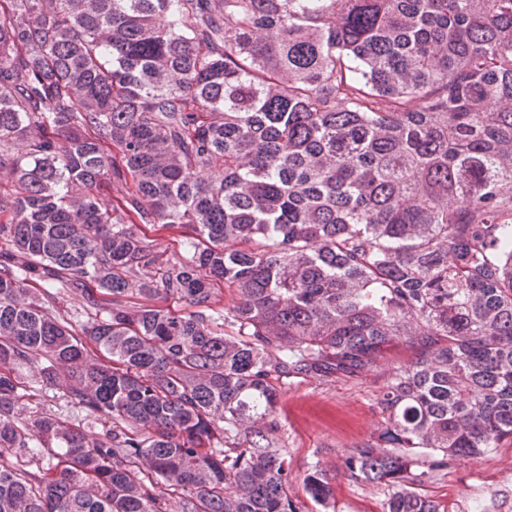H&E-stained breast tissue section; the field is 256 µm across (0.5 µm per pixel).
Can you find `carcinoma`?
Listing matches in <instances>:
<instances>
[{
	"label": "carcinoma",
	"instance_id": "carcinoma-1",
	"mask_svg": "<svg viewBox=\"0 0 512 512\" xmlns=\"http://www.w3.org/2000/svg\"><path fill=\"white\" fill-rule=\"evenodd\" d=\"M4 169L0 512H302L306 377L379 385L381 512L512 439V0H0ZM60 308L62 311H68L70 323L76 331H80L81 327L87 323V317L82 313L81 297L75 293H66L59 296ZM24 374L26 375L24 380L26 381V392L31 394L30 397L26 396L21 400V407L26 415L31 411L46 410L62 420L77 422L78 412L70 403L69 398L64 396L60 390L42 385L36 377L32 376L29 369L24 370Z\"/></svg>",
	"mask_w": 512,
	"mask_h": 512
}]
</instances>
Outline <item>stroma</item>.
Returning a JSON list of instances; mask_svg holds the SVG:
<instances>
[{
	"label": "stroma",
	"mask_w": 512,
	"mask_h": 512,
	"mask_svg": "<svg viewBox=\"0 0 512 512\" xmlns=\"http://www.w3.org/2000/svg\"><path fill=\"white\" fill-rule=\"evenodd\" d=\"M24 412L46 410L65 421L78 412L60 390L26 379ZM377 387L321 383L310 378L291 385L277 407L282 438L288 448L292 473L288 492L303 512H318L303 477L312 463H320L332 478L336 512H379L384 493L351 484L341 469V457L354 443L377 428L374 410ZM429 496L447 503L448 512H512V439L473 461L452 465L447 474L424 484Z\"/></svg>",
	"instance_id": "obj_1"
}]
</instances>
